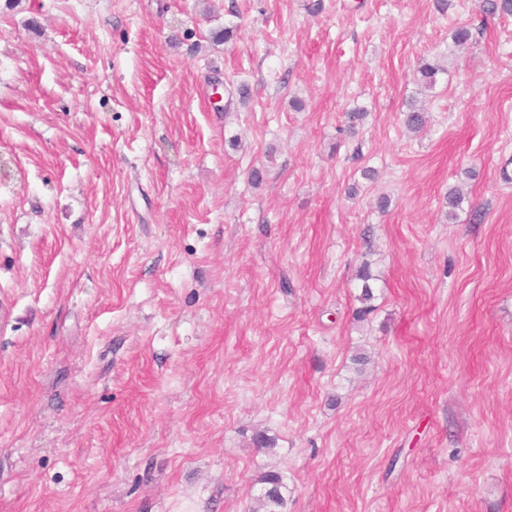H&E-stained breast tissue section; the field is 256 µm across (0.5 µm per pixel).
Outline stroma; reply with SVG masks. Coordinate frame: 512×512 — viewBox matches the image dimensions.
Returning <instances> with one entry per match:
<instances>
[{
	"mask_svg": "<svg viewBox=\"0 0 512 512\" xmlns=\"http://www.w3.org/2000/svg\"><path fill=\"white\" fill-rule=\"evenodd\" d=\"M0 159V512H512V16L0 0ZM261 492L258 495L259 507L262 512H283L287 504L284 491L287 489L283 476L279 472L270 471L259 479Z\"/></svg>",
	"mask_w": 512,
	"mask_h": 512,
	"instance_id": "1",
	"label": "stroma"
}]
</instances>
